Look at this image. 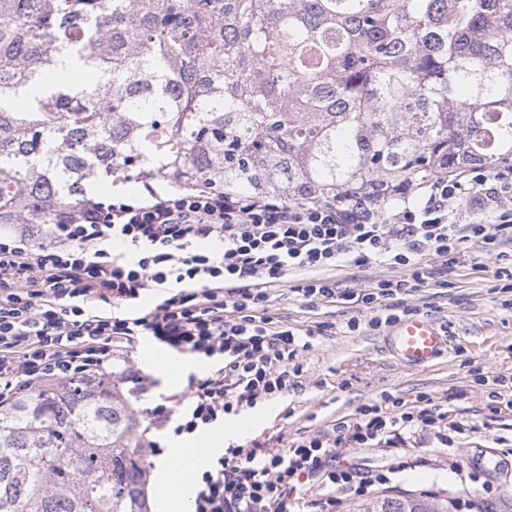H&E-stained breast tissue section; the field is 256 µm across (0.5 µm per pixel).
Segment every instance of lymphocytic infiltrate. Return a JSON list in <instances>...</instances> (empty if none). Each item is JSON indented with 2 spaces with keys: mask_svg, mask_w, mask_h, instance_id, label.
<instances>
[{
  "mask_svg": "<svg viewBox=\"0 0 512 512\" xmlns=\"http://www.w3.org/2000/svg\"><path fill=\"white\" fill-rule=\"evenodd\" d=\"M480 219L460 221L463 200ZM491 259L512 291V167L436 177L382 206L367 195L336 203L243 197L207 185L170 189L146 178L138 193L93 199L50 224L0 231V406L52 383L120 371L152 394L148 427L190 435L223 424L296 387L304 360L298 333L267 315L274 288L308 305L355 304L378 329L413 316L398 296L437 285V269ZM393 274L368 293H343L330 271L370 263ZM290 283V282H289ZM152 297L154 306L139 302ZM205 364L177 396L156 392L133 359L144 342ZM430 398L366 405L337 434L287 450L229 444L201 472L193 512H293L303 474L355 494L388 484L331 465L340 448L406 443L433 433L452 447L460 424Z\"/></svg>",
  "mask_w": 512,
  "mask_h": 512,
  "instance_id": "f902f5d3",
  "label": "lymphocytic infiltrate"
}]
</instances>
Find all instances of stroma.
<instances>
[{"label":"stroma","instance_id":"35a3bbf8","mask_svg":"<svg viewBox=\"0 0 512 512\" xmlns=\"http://www.w3.org/2000/svg\"><path fill=\"white\" fill-rule=\"evenodd\" d=\"M448 285L407 296L408 305L445 326L448 353L431 366L409 368L393 359L384 330H371L367 312L341 303L313 307L289 290L275 292L268 312L291 330L326 324L303 352L304 374L287 395L258 403L261 417L249 439L275 444L333 432L366 404L390 395L413 402L425 395L447 412L449 421L477 425L455 437L454 451L437 440L420 447L344 448L335 462L367 472H383L389 485L369 487L365 496L339 494L328 506L327 491L311 480L299 494V512H356L364 501L410 496L448 505L471 503L473 512H512V306L494 288V265L484 261L449 269ZM357 330H349L350 320ZM135 361L166 394L181 393L192 364L174 352L145 345Z\"/></svg>","mask_w":512,"mask_h":512}]
</instances>
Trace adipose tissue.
I'll return each instance as SVG.
<instances>
[{"label": "adipose tissue", "instance_id": "adipose-tissue-1", "mask_svg": "<svg viewBox=\"0 0 512 512\" xmlns=\"http://www.w3.org/2000/svg\"><path fill=\"white\" fill-rule=\"evenodd\" d=\"M196 462L189 458L186 447L165 449L157 462L156 473L162 490L157 497V512H190L194 495L193 478L181 477V470H194Z\"/></svg>", "mask_w": 512, "mask_h": 512}]
</instances>
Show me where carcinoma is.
Returning <instances> with one entry per match:
<instances>
[{
    "label": "carcinoma",
    "instance_id": "1",
    "mask_svg": "<svg viewBox=\"0 0 512 512\" xmlns=\"http://www.w3.org/2000/svg\"><path fill=\"white\" fill-rule=\"evenodd\" d=\"M509 164L512 0H0V224L120 176L385 204ZM135 398L80 377L0 407V512H151Z\"/></svg>",
    "mask_w": 512,
    "mask_h": 512
}]
</instances>
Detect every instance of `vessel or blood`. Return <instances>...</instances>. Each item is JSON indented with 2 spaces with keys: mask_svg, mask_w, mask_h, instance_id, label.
Here are the masks:
<instances>
[{
  "mask_svg": "<svg viewBox=\"0 0 512 512\" xmlns=\"http://www.w3.org/2000/svg\"><path fill=\"white\" fill-rule=\"evenodd\" d=\"M385 344L396 361L410 368L429 365L447 351L449 335L435 321L415 316L396 323Z\"/></svg>",
  "mask_w": 512,
  "mask_h": 512,
  "instance_id": "1",
  "label": "vessel or blood"
}]
</instances>
